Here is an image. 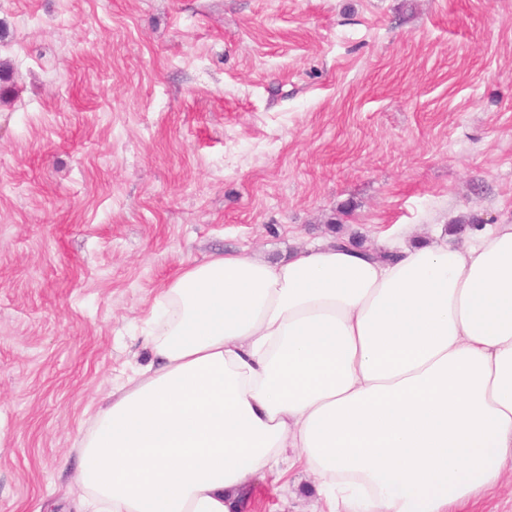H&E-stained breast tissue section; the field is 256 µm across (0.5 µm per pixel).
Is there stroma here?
<instances>
[{
    "mask_svg": "<svg viewBox=\"0 0 512 512\" xmlns=\"http://www.w3.org/2000/svg\"><path fill=\"white\" fill-rule=\"evenodd\" d=\"M0 512H76L138 326L218 250L512 224V0H0ZM310 478L242 512H320Z\"/></svg>",
    "mask_w": 512,
    "mask_h": 512,
    "instance_id": "stroma-1",
    "label": "stroma"
}]
</instances>
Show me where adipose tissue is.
I'll return each mask as SVG.
<instances>
[{
  "label": "adipose tissue",
  "instance_id": "obj_1",
  "mask_svg": "<svg viewBox=\"0 0 512 512\" xmlns=\"http://www.w3.org/2000/svg\"><path fill=\"white\" fill-rule=\"evenodd\" d=\"M143 334L81 442L87 512H238L287 452L323 512H457L512 476V224L216 253Z\"/></svg>",
  "mask_w": 512,
  "mask_h": 512
}]
</instances>
